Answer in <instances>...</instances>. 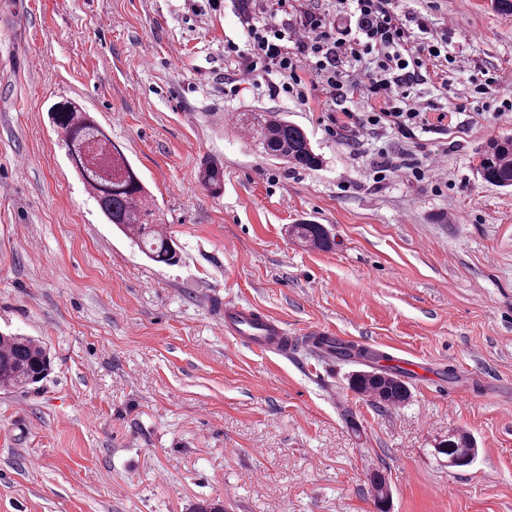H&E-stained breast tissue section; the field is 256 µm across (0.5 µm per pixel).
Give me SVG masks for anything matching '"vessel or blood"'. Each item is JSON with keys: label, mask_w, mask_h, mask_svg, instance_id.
I'll return each instance as SVG.
<instances>
[{"label": "vessel or blood", "mask_w": 512, "mask_h": 512, "mask_svg": "<svg viewBox=\"0 0 512 512\" xmlns=\"http://www.w3.org/2000/svg\"><path fill=\"white\" fill-rule=\"evenodd\" d=\"M224 330L261 353L284 355L293 345V338L284 325L237 304L225 305Z\"/></svg>", "instance_id": "vessel-or-blood-1"}]
</instances>
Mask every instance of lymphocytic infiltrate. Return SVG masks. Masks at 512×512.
Instances as JSON below:
<instances>
[{"instance_id": "f902f5d3", "label": "lymphocytic infiltrate", "mask_w": 512, "mask_h": 512, "mask_svg": "<svg viewBox=\"0 0 512 512\" xmlns=\"http://www.w3.org/2000/svg\"><path fill=\"white\" fill-rule=\"evenodd\" d=\"M343 23L305 0H256L242 15L243 44L230 43L225 57L234 63L226 85L264 78L270 97L305 100L307 84L319 82L331 102H353L358 94L379 99L383 109L348 112L355 127L389 125L402 135L428 124L420 106L409 105L412 89L427 64L442 50L414 36L408 18L393 0H337ZM364 64L359 78L346 65Z\"/></svg>"}]
</instances>
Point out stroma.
<instances>
[{
    "label": "stroma",
    "instance_id": "1",
    "mask_svg": "<svg viewBox=\"0 0 512 512\" xmlns=\"http://www.w3.org/2000/svg\"><path fill=\"white\" fill-rule=\"evenodd\" d=\"M245 0H0V332L34 337L51 369L0 390V512H512V191L478 152L512 135V14L491 0H396L448 43L414 89L440 127L335 124L264 81L224 91ZM79 102L137 170L179 247L148 260L108 224L48 109ZM302 127L320 167L262 156L239 113ZM430 166L373 180L381 156ZM209 158L224 190L200 183ZM331 233L304 246L291 225ZM228 303L295 337L262 354L224 332ZM319 327L405 367L383 406L349 386L373 362L305 337ZM477 443L448 467L449 431ZM289 232L301 242L320 250L330 249L334 243L329 230L321 224H294Z\"/></svg>",
    "mask_w": 512,
    "mask_h": 512
}]
</instances>
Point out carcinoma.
<instances>
[{"label": "carcinoma", "mask_w": 512, "mask_h": 512, "mask_svg": "<svg viewBox=\"0 0 512 512\" xmlns=\"http://www.w3.org/2000/svg\"><path fill=\"white\" fill-rule=\"evenodd\" d=\"M50 116L66 150V157L88 193L96 200L107 221L151 261L172 265L178 245L156 217L155 204L123 151L112 143L107 130L75 102L62 99L50 107ZM258 150L269 158L314 169L322 164L306 132L273 112H245L238 118ZM477 173L494 187L512 188V137L489 142L479 153ZM201 182L212 194L224 187V166L207 162ZM297 239L327 250L334 243L322 224H294L289 229ZM50 368L46 348L35 339L19 334L0 335V389H22L43 380ZM358 393L383 405H398L409 398V388L395 368L357 371L350 380ZM448 460L476 456L470 433L453 431L434 446Z\"/></svg>", "instance_id": "1"}]
</instances>
